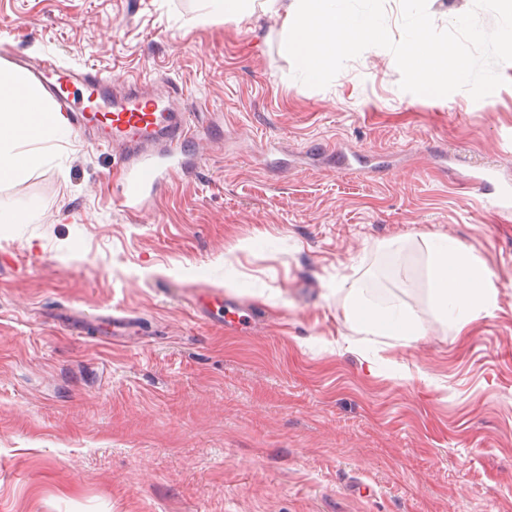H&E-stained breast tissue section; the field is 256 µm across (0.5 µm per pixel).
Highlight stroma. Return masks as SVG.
I'll return each instance as SVG.
<instances>
[{
    "mask_svg": "<svg viewBox=\"0 0 512 512\" xmlns=\"http://www.w3.org/2000/svg\"><path fill=\"white\" fill-rule=\"evenodd\" d=\"M197 0H0V47L143 78L197 158L142 211L90 131L0 185V512H512V62L492 97L399 87L370 47L325 88L281 20L195 26ZM494 272L460 326L429 303L424 239ZM385 279L406 343L344 319ZM134 318L118 342L93 331Z\"/></svg>",
    "mask_w": 512,
    "mask_h": 512,
    "instance_id": "1",
    "label": "stroma"
}]
</instances>
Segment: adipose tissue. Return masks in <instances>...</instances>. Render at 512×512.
<instances>
[{"mask_svg": "<svg viewBox=\"0 0 512 512\" xmlns=\"http://www.w3.org/2000/svg\"><path fill=\"white\" fill-rule=\"evenodd\" d=\"M203 7L244 20L255 12L283 17L282 48L307 77H321L350 48L383 40L372 15H349L341 0H201ZM68 123L48 109L27 73L0 67V184L17 180L43 163L36 142L62 137ZM429 301L444 318L464 324L490 316L496 305L493 271L457 241L428 236ZM345 308L351 324L374 335L416 340L424 329L417 314L396 302L375 301L361 282L349 284Z\"/></svg>", "mask_w": 512, "mask_h": 512, "instance_id": "ef3b65f1", "label": "adipose tissue"}]
</instances>
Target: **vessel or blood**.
Masks as SVG:
<instances>
[{"label":"vessel or blood","instance_id":"b4317fda","mask_svg":"<svg viewBox=\"0 0 512 512\" xmlns=\"http://www.w3.org/2000/svg\"><path fill=\"white\" fill-rule=\"evenodd\" d=\"M79 81L85 100H73L63 86ZM103 79L89 70L60 68L56 83L45 91L60 107L73 113L78 127L96 126L101 145L122 144L118 158L126 173L123 208L134 211L153 195L169 171L195 152V136L185 113L171 111L163 101L144 95L137 81H128L127 95L111 100L102 90Z\"/></svg>","mask_w":512,"mask_h":512}]
</instances>
